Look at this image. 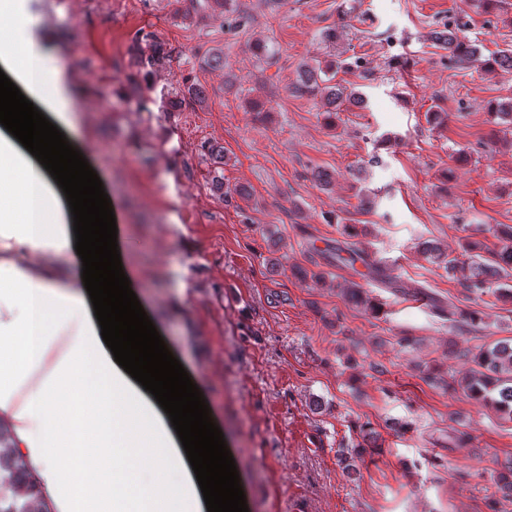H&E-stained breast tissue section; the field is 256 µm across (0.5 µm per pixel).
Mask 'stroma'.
<instances>
[{"mask_svg": "<svg viewBox=\"0 0 512 512\" xmlns=\"http://www.w3.org/2000/svg\"><path fill=\"white\" fill-rule=\"evenodd\" d=\"M234 6L233 27L186 0H25L79 95L65 136L102 181L132 289L199 382L249 512H512L497 485L512 420L455 388L473 353L512 340V302L469 292L423 247L494 251L512 225V118L489 110L512 101V72L459 66L436 39L455 30L486 57L512 47V0ZM140 31L172 63L137 103L123 93ZM213 49L223 69L199 67ZM316 60L344 61L337 83L363 97L331 125L293 91ZM186 79L206 103L165 111L161 91ZM256 97L270 111H248ZM207 141L224 147L220 193ZM346 224L362 234L346 239ZM345 246L367 264H337ZM352 282L379 311L348 301Z\"/></svg>", "mask_w": 512, "mask_h": 512, "instance_id": "1", "label": "stroma"}]
</instances>
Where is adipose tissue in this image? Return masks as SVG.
Here are the masks:
<instances>
[{
  "label": "adipose tissue",
  "instance_id": "obj_1",
  "mask_svg": "<svg viewBox=\"0 0 512 512\" xmlns=\"http://www.w3.org/2000/svg\"><path fill=\"white\" fill-rule=\"evenodd\" d=\"M0 69L58 126L72 123L59 70L14 8ZM74 221L50 173L0 126V443L35 466L61 512H203L184 448L152 394L115 361L81 277Z\"/></svg>",
  "mask_w": 512,
  "mask_h": 512
}]
</instances>
